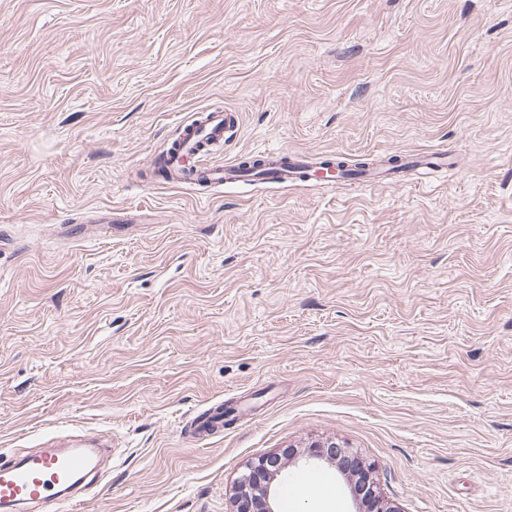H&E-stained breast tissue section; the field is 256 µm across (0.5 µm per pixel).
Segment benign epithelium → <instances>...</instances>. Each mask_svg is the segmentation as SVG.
I'll use <instances>...</instances> for the list:
<instances>
[{
	"label": "benign epithelium",
	"mask_w": 512,
	"mask_h": 512,
	"mask_svg": "<svg viewBox=\"0 0 512 512\" xmlns=\"http://www.w3.org/2000/svg\"><path fill=\"white\" fill-rule=\"evenodd\" d=\"M299 458L326 461L336 465L344 475L358 473L361 463L348 448L336 442L312 443L301 451L293 449L263 457L250 464L247 471L238 479L233 502V512H278L275 481L288 471V463H296ZM366 512H396L377 490L368 473L355 486Z\"/></svg>",
	"instance_id": "obj_1"
}]
</instances>
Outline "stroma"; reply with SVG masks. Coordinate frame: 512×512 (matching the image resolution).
<instances>
[{
  "mask_svg": "<svg viewBox=\"0 0 512 512\" xmlns=\"http://www.w3.org/2000/svg\"><path fill=\"white\" fill-rule=\"evenodd\" d=\"M219 107L217 160L453 163L157 183ZM74 430L112 440L84 512H230L314 441L396 512H512V0H0V456ZM290 472L358 512L334 466ZM219 407H222V405L217 406L212 411L210 409L207 416L201 419L195 418L189 433L194 435L195 438L202 439L213 433L220 432L224 427V418L222 416L224 411L220 410ZM326 461L336 465L343 475L356 477L361 468L363 478L355 491L360 496L367 512H396L377 490L371 475L361 466L358 457L346 446L336 442L311 443L302 451L288 448L282 453L263 457L251 463L238 479L232 512H277L278 500L275 481L288 471V463L295 464L298 458ZM370 476V477H369Z\"/></svg>",
  "mask_w": 512,
  "mask_h": 512,
  "instance_id": "stroma-1",
  "label": "stroma"
}]
</instances>
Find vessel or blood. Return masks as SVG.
Masks as SVG:
<instances>
[{
  "instance_id": "vessel-or-blood-1",
  "label": "vessel or blood",
  "mask_w": 512,
  "mask_h": 512,
  "mask_svg": "<svg viewBox=\"0 0 512 512\" xmlns=\"http://www.w3.org/2000/svg\"><path fill=\"white\" fill-rule=\"evenodd\" d=\"M240 119L238 111L219 108L184 120L178 138L164 155L168 176L180 178L188 164L194 169L191 180L195 183L221 187L243 179L238 161L216 163L207 157L211 146L222 144L238 129ZM259 158L265 179L272 183L321 185L337 180L335 170L321 169V159L313 153L270 149L260 152ZM223 426V412L216 408L193 420L191 433L202 439ZM102 450V443L91 438L0 463V512H81L85 499L76 487L95 471Z\"/></svg>"
}]
</instances>
